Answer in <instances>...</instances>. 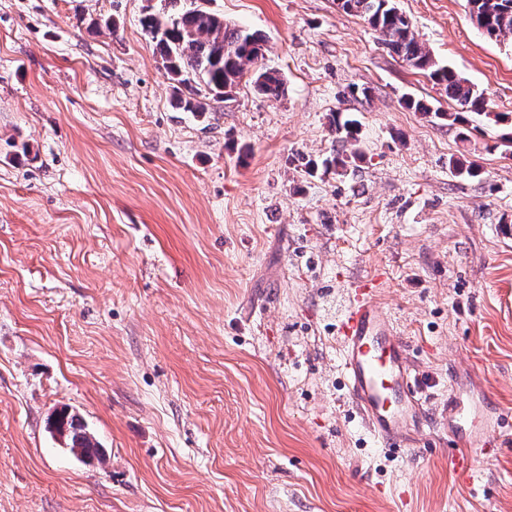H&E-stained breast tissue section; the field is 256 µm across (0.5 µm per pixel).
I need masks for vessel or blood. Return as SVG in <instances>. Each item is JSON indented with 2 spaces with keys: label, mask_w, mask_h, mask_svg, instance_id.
<instances>
[{
  "label": "vessel or blood",
  "mask_w": 512,
  "mask_h": 512,
  "mask_svg": "<svg viewBox=\"0 0 512 512\" xmlns=\"http://www.w3.org/2000/svg\"><path fill=\"white\" fill-rule=\"evenodd\" d=\"M380 284L377 277L354 281L356 294L347 301L336 326L348 393L371 434L385 445L419 447L423 426H441L455 445L449 455L451 466L460 480L472 481L470 452L480 447L486 429L470 421V411L454 389L436 414H428L408 344L381 310L376 294Z\"/></svg>",
  "instance_id": "obj_1"
}]
</instances>
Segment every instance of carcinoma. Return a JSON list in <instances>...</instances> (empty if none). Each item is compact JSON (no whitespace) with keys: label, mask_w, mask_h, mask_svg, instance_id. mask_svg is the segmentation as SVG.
Here are the masks:
<instances>
[{"label":"carcinoma","mask_w":512,"mask_h":512,"mask_svg":"<svg viewBox=\"0 0 512 512\" xmlns=\"http://www.w3.org/2000/svg\"><path fill=\"white\" fill-rule=\"evenodd\" d=\"M165 7L148 12L142 19L143 29L156 41L162 65L170 79L192 91L188 96H177L174 107L183 112L202 116L208 103L196 99L193 91L205 88L213 100L223 102L234 98L235 89L243 82L255 93L269 99L285 94L286 82L282 74L272 68L258 65L264 59L266 40L256 31L243 29L224 20V14L210 7L196 5L172 13L168 5L177 0H164ZM479 3V10L487 13L484 34L498 40L512 39V0H468ZM342 10L359 15L379 31L383 43L408 66L425 72L435 84L443 86L448 99L468 111H478L485 104L483 91L461 77L453 69L440 65L432 53L416 38L409 21L393 6L392 0H343ZM406 105L426 116L446 121L450 125L461 121L457 112H437L422 100L409 99ZM336 133L332 153L322 163L308 160L307 172L321 165L341 178L355 172L354 164L361 153L348 146L358 141L356 121L333 112L329 119ZM49 427L66 437L68 448L79 449L82 459L104 460L95 436L84 427L77 415L64 407L49 421Z\"/></svg>","instance_id":"cac0c4a2"}]
</instances>
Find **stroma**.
Returning <instances> with one entry per match:
<instances>
[{
	"mask_svg": "<svg viewBox=\"0 0 512 512\" xmlns=\"http://www.w3.org/2000/svg\"><path fill=\"white\" fill-rule=\"evenodd\" d=\"M395 5L487 115L408 108L458 106L336 0H211L286 94L199 118L140 23L159 0H0V512H512V42L467 0ZM333 112L345 179L302 166ZM376 276L427 409H489L471 484L437 431L386 448L351 403L336 321ZM65 405L105 463L54 439ZM356 124L355 120L343 119L342 112L331 113L329 126L336 133V140L332 153L322 161L324 172L333 171L340 178H345L350 173L354 174V164L361 159L362 155L358 149L351 150L348 153L347 146H355L358 141Z\"/></svg>",
	"mask_w": 512,
	"mask_h": 512,
	"instance_id": "obj_1",
	"label": "stroma"
}]
</instances>
